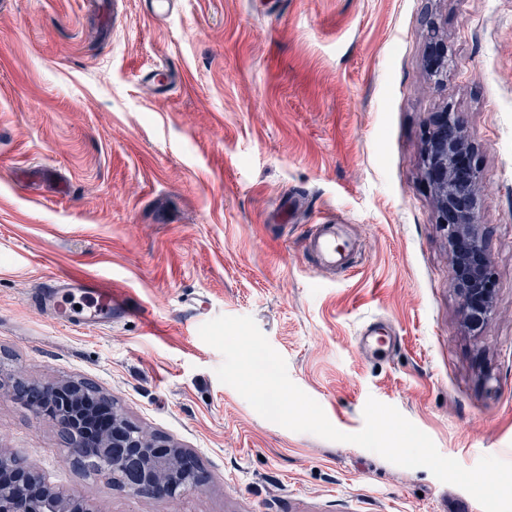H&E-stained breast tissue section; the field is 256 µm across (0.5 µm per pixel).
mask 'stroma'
Returning a JSON list of instances; mask_svg holds the SVG:
<instances>
[{"label": "stroma", "instance_id": "1", "mask_svg": "<svg viewBox=\"0 0 512 512\" xmlns=\"http://www.w3.org/2000/svg\"><path fill=\"white\" fill-rule=\"evenodd\" d=\"M176 2L159 22L110 0L105 27L94 0H0V380L94 382L211 480L130 495L8 395L0 447L104 512H482L428 469L264 419L199 328L252 317L340 431L372 397L464 467L512 462V0ZM447 109L496 281L476 332L423 164ZM322 224L354 243L346 266L309 251ZM61 274L111 283L131 314L55 324L32 298ZM374 321L396 333L380 361L356 347Z\"/></svg>", "mask_w": 512, "mask_h": 512}]
</instances>
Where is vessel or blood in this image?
<instances>
[{"label": "vessel or blood", "instance_id": "obj_1", "mask_svg": "<svg viewBox=\"0 0 512 512\" xmlns=\"http://www.w3.org/2000/svg\"><path fill=\"white\" fill-rule=\"evenodd\" d=\"M311 247L323 265L342 263L337 250L336 232L322 230L311 240ZM37 304L60 324L98 327L113 318L127 315L130 307L111 285L100 280L62 275L56 277L36 297Z\"/></svg>", "mask_w": 512, "mask_h": 512}]
</instances>
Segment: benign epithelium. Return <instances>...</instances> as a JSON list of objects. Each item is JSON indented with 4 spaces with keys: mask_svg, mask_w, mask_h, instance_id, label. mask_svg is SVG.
<instances>
[{
    "mask_svg": "<svg viewBox=\"0 0 512 512\" xmlns=\"http://www.w3.org/2000/svg\"><path fill=\"white\" fill-rule=\"evenodd\" d=\"M469 151L464 121L453 112L438 118L426 153L427 171L434 177L438 207L437 223L448 240L460 242L455 252L453 280L461 298L464 317L472 321V306L482 308V317L494 310L492 297L476 295L465 288L467 269L474 256L484 253L485 238L477 216L478 177L474 170H461L459 160ZM20 402L31 407L37 417L48 419L65 435L62 448L67 460L103 474L112 485L141 496L146 488L156 498H177L203 489L206 475L186 449L163 438L151 439L117 410H112V428L91 435L102 392H92L84 381L29 386L20 390L19 381L9 385ZM8 471L13 480H0V512H100L94 502L80 500L51 485H45L38 499L27 498V488L41 482L39 473L0 448V473Z\"/></svg>",
    "mask_w": 512,
    "mask_h": 512,
    "instance_id": "benign-epithelium-1",
    "label": "benign epithelium"
}]
</instances>
